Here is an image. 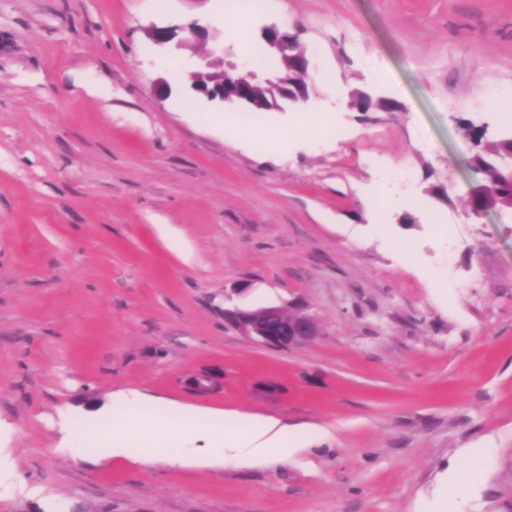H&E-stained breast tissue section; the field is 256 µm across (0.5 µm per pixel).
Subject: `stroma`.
Masks as SVG:
<instances>
[{
  "label": "stroma",
  "instance_id": "35a3bbf8",
  "mask_svg": "<svg viewBox=\"0 0 512 512\" xmlns=\"http://www.w3.org/2000/svg\"><path fill=\"white\" fill-rule=\"evenodd\" d=\"M222 16L0 0V467L28 487L0 512H512V211L471 215L466 135L512 134L488 97L512 88V0L259 7L249 30L298 28L311 84L251 122L190 90L207 44L149 37L219 38ZM358 89L398 107L358 111ZM324 115L283 151L255 134ZM240 283L244 307L307 305L318 336L253 343L224 319ZM125 391L327 435L243 467L72 452L66 426ZM180 31L187 32V34H189L193 39L197 41H206L210 37L209 28L199 24L198 22H192L186 26L169 25L163 27H154L150 31L149 36L155 45L159 47H165L177 36L178 32Z\"/></svg>",
  "mask_w": 512,
  "mask_h": 512
}]
</instances>
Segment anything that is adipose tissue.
<instances>
[{
	"instance_id": "adipose-tissue-1",
	"label": "adipose tissue",
	"mask_w": 512,
	"mask_h": 512,
	"mask_svg": "<svg viewBox=\"0 0 512 512\" xmlns=\"http://www.w3.org/2000/svg\"><path fill=\"white\" fill-rule=\"evenodd\" d=\"M126 408L101 426L100 435L111 433L117 426H124L123 439L112 447L115 456L140 459L154 457L148 445L150 427L156 421L152 403L137 393L124 397ZM167 425L173 435L191 431L201 440L198 448H175L165 452V459L173 465L240 466L253 462L263 463L274 458H286L306 446L308 432L291 430L272 418L233 411L188 412L169 407Z\"/></svg>"
}]
</instances>
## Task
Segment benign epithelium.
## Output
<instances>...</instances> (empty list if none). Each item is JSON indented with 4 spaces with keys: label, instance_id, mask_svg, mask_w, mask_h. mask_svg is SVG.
I'll return each mask as SVG.
<instances>
[{
    "label": "benign epithelium",
    "instance_id": "7a95c632",
    "mask_svg": "<svg viewBox=\"0 0 512 512\" xmlns=\"http://www.w3.org/2000/svg\"><path fill=\"white\" fill-rule=\"evenodd\" d=\"M180 31H185L197 41L210 37L209 28L197 22L185 26L169 25L153 28L149 36L159 46H167ZM271 50L278 56H288L306 69L310 60L305 48L290 35L288 41H274ZM212 63L206 61L191 74L193 89L210 100L230 104L252 103L246 93L250 83L259 82L257 74L243 66L229 63L218 74L210 71ZM224 318L243 335L254 342L275 349H290L312 341L319 334V325L313 314L305 307L297 306L291 311L281 306L267 305L257 308L234 307L224 310Z\"/></svg>",
    "mask_w": 512,
    "mask_h": 512
}]
</instances>
